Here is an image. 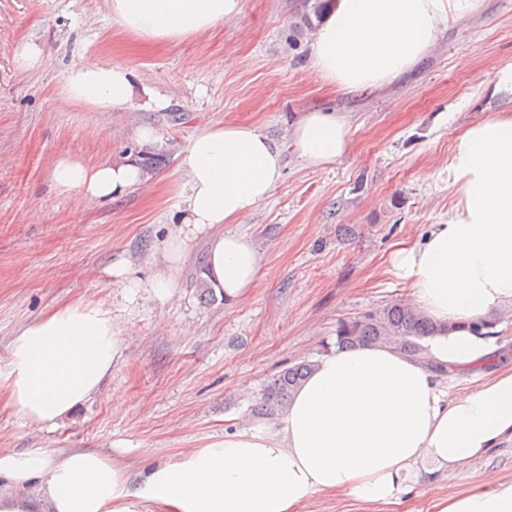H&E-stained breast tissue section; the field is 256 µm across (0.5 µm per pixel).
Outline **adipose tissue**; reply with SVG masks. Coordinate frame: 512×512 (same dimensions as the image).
I'll return each instance as SVG.
<instances>
[{"mask_svg": "<svg viewBox=\"0 0 512 512\" xmlns=\"http://www.w3.org/2000/svg\"><path fill=\"white\" fill-rule=\"evenodd\" d=\"M481 0H332L314 34L311 71L337 91L381 88L411 69L442 30L466 21ZM112 18L145 42H175L234 17L240 0H106ZM130 74L108 61L73 65L62 108L113 112L132 100ZM289 147L307 166L336 161L350 145L346 113L310 109ZM285 146V147H288ZM284 146L255 126L215 123L179 155L183 218L158 250L153 293L173 286L189 244L206 234L202 273L225 299L245 297L262 257L227 232L281 184ZM448 171L458 200L446 223L401 246L392 270L413 303L445 333L427 339L449 369L484 365L497 351L473 323L512 303V113L499 112L459 139ZM62 191L111 200L148 180L136 160L89 165L56 158ZM122 350L109 298L64 303L23 325L0 370V404L28 425L52 429L100 390ZM512 441V366L449 394L438 374L393 350L357 346L324 354L271 433L238 430L133 475L120 458L70 448L0 450V512H301L315 497L344 493L368 505L411 494L422 459L453 470ZM437 512H512V480L438 502Z\"/></svg>", "mask_w": 512, "mask_h": 512, "instance_id": "ef3b65f1", "label": "adipose tissue"}]
</instances>
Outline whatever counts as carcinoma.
Segmentation results:
<instances>
[{
  "mask_svg": "<svg viewBox=\"0 0 512 512\" xmlns=\"http://www.w3.org/2000/svg\"><path fill=\"white\" fill-rule=\"evenodd\" d=\"M327 7V0H298L299 21L292 27V43L312 28V22L320 19ZM442 331L413 304L395 301L371 309L352 320L341 321L336 327V347L347 348L358 344L383 345L399 351L428 366L440 374L448 373L446 366L438 363L423 345V340ZM314 364L303 361L280 371L262 394L254 408L259 416L273 417L288 406L292 396Z\"/></svg>",
  "mask_w": 512,
  "mask_h": 512,
  "instance_id": "cac0c4a2",
  "label": "carcinoma"
}]
</instances>
